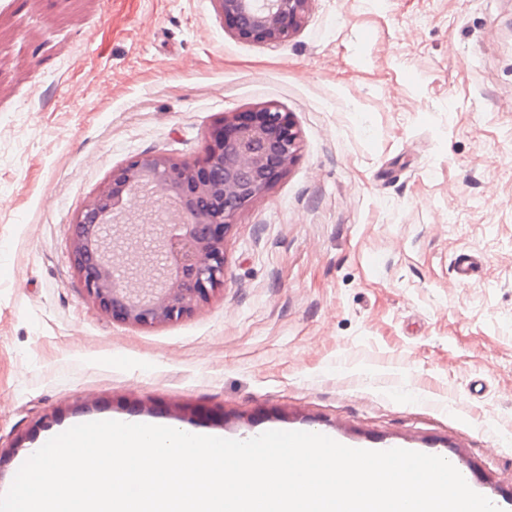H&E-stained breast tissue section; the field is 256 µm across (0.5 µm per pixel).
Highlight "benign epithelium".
Wrapping results in <instances>:
<instances>
[{"instance_id":"benign-epithelium-1","label":"benign epithelium","mask_w":512,"mask_h":512,"mask_svg":"<svg viewBox=\"0 0 512 512\" xmlns=\"http://www.w3.org/2000/svg\"><path fill=\"white\" fill-rule=\"evenodd\" d=\"M224 31L275 44L300 29L312 0H213ZM299 131L270 103L223 115L201 156H133L73 221L71 261L87 297L112 320L154 327L191 315L224 288V242L237 214L296 162ZM143 198L135 219L122 199Z\"/></svg>"}]
</instances>
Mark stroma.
I'll return each instance as SVG.
<instances>
[{"instance_id":"obj_1","label":"stroma","mask_w":512,"mask_h":512,"mask_svg":"<svg viewBox=\"0 0 512 512\" xmlns=\"http://www.w3.org/2000/svg\"><path fill=\"white\" fill-rule=\"evenodd\" d=\"M266 103L300 149L237 214L223 289L155 328L101 313L77 212ZM94 416L412 448L512 512V0H312L276 45L212 0H0V490Z\"/></svg>"}]
</instances>
